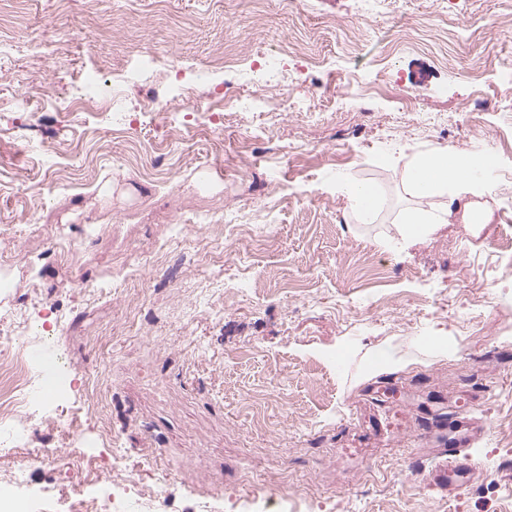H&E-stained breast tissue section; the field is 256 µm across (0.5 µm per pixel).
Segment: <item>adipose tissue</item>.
Listing matches in <instances>:
<instances>
[{"label":"adipose tissue","mask_w":512,"mask_h":512,"mask_svg":"<svg viewBox=\"0 0 512 512\" xmlns=\"http://www.w3.org/2000/svg\"><path fill=\"white\" fill-rule=\"evenodd\" d=\"M482 164V159H470L445 149L418 154L406 161L402 168L403 185L417 204L399 218L403 239L427 238L437 225L453 220L463 224L489 223L491 213L475 208L472 203L473 198L489 190L481 178ZM339 190L360 223L375 221L383 207V193L377 184L346 178ZM443 197L448 200L446 207L432 206V199Z\"/></svg>","instance_id":"1"}]
</instances>
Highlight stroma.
<instances>
[{
  "mask_svg": "<svg viewBox=\"0 0 512 512\" xmlns=\"http://www.w3.org/2000/svg\"><path fill=\"white\" fill-rule=\"evenodd\" d=\"M511 26L512 0H0L13 46L0 55V252L13 256L0 328H45L44 357L62 366L46 399L81 409V441L56 435L54 466L27 462L44 420L0 451V492L21 468L64 508L94 481L111 488L120 467L142 490L163 487L155 512L219 497L223 512H512V273L494 256L512 239V190L495 183L491 223L445 224L405 247L397 218L414 200L378 161L512 131L484 104L512 101L499 78ZM260 49L282 59L276 86L220 67ZM149 53L185 69L113 85L121 127L63 110L87 67ZM203 64L215 81H194ZM379 76L388 94L361 99L357 82ZM174 83L187 89L175 125L157 114ZM226 93L279 109L227 112L219 143L203 109ZM22 95L45 105L16 111ZM259 124L264 162L248 168ZM344 176L381 187L374 223L349 215ZM205 210L228 223L225 250L164 247ZM63 234L71 251L41 261ZM80 277L98 289L75 288ZM381 353L408 364L372 369ZM394 401L429 422L469 402L486 432L457 494L430 487L435 462L411 433L370 432Z\"/></svg>",
  "mask_w": 512,
  "mask_h": 512,
  "instance_id": "obj_1",
  "label": "stroma"
}]
</instances>
